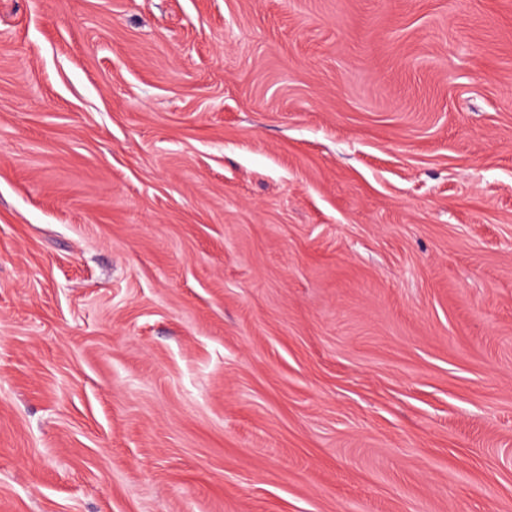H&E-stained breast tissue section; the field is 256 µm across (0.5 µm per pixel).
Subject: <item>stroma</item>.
I'll list each match as a JSON object with an SVG mask.
<instances>
[{
  "label": "stroma",
  "mask_w": 512,
  "mask_h": 512,
  "mask_svg": "<svg viewBox=\"0 0 512 512\" xmlns=\"http://www.w3.org/2000/svg\"><path fill=\"white\" fill-rule=\"evenodd\" d=\"M0 512H512V0H0Z\"/></svg>",
  "instance_id": "obj_1"
}]
</instances>
